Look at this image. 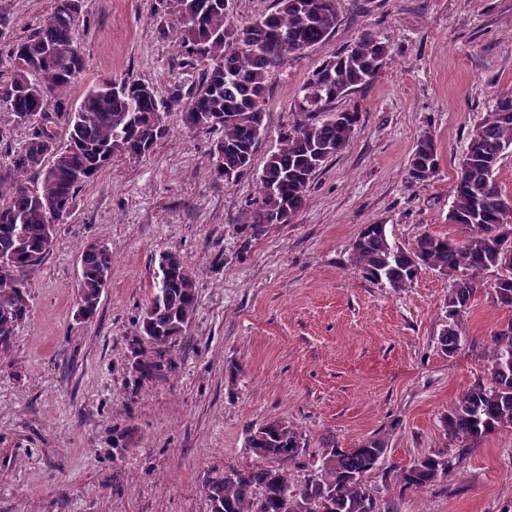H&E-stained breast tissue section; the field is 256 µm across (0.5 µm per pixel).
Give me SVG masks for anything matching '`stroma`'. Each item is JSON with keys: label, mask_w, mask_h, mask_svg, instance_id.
Listing matches in <instances>:
<instances>
[{"label": "stroma", "mask_w": 512, "mask_h": 512, "mask_svg": "<svg viewBox=\"0 0 512 512\" xmlns=\"http://www.w3.org/2000/svg\"><path fill=\"white\" fill-rule=\"evenodd\" d=\"M54 0H0L23 39ZM80 103L98 81L135 79L189 101L205 61L181 50L170 0H83L77 21ZM387 56L366 85L337 100L360 126L315 174L285 224L252 225L258 177L311 73L363 35ZM512 91V0H339L329 39L270 71L263 135L236 181L213 172L217 133L169 112L167 136L143 158L115 154L57 224L28 275L30 314L0 356V512H210L205 482L260 460L252 427L285 420L305 446L295 484L331 446L385 442L367 487L393 512H512V429L461 445L444 421L457 397L487 381L491 339L512 312L494 274L462 317L453 356L438 339L452 279L422 271L395 290L362 278L352 245L385 225L402 248L424 233L462 238L449 224L457 169L472 130ZM432 136L439 169L408 179L417 140ZM107 245L112 270L98 314H79L80 254ZM180 255L197 308L173 343L148 345L138 322L161 254ZM163 361L152 378L140 355ZM441 452L448 469L406 488L401 468Z\"/></svg>", "instance_id": "1"}]
</instances>
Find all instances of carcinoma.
<instances>
[{"instance_id": "obj_1", "label": "carcinoma", "mask_w": 512, "mask_h": 512, "mask_svg": "<svg viewBox=\"0 0 512 512\" xmlns=\"http://www.w3.org/2000/svg\"><path fill=\"white\" fill-rule=\"evenodd\" d=\"M187 52L209 61L199 89L179 109L184 127L220 132L214 173L229 181L251 167L261 138L262 102L268 73L288 56L326 41L336 27L338 0H277L276 10L233 34L225 0H173ZM82 0H54L52 12L24 40L10 45L13 71L0 78V108L9 120L29 128L24 145L0 164V355L10 350L17 328L29 314V272L49 252L55 225L72 210L77 192L126 153L143 157L167 133L165 115L177 98L163 99L137 80H102L78 106L68 91L83 68L77 20ZM385 46L365 35L354 47L333 54L302 87L296 109L303 120L281 131L276 150L259 176L260 200L254 224H284L304 204L313 176L342 153L360 122L355 110L329 105L367 83L381 67ZM512 150V94L497 98L472 131L459 161L448 223L463 230L459 240L420 236L411 249L389 241L384 224H366L353 244L362 276L395 290L408 288L423 269L453 277L448 325L441 351L460 348V315L495 273L497 302L512 308V226L496 180L503 157ZM439 157L429 136L417 140L409 176L423 183L434 176ZM37 175L29 184L25 176ZM80 313L96 315L112 266V252L90 244L80 257ZM155 291L139 321V332L154 346L181 335L196 310V282L178 255L160 256ZM448 434L480 440L512 429V319L496 332L489 352V378L462 393L446 419ZM247 447L274 465L229 468L207 481L211 512H387L367 488L386 446L368 439L356 448L332 447L314 477L296 485L284 466L304 448L299 432L275 420L250 431ZM448 469V458L424 454L398 472L403 486L420 488Z\"/></svg>"}]
</instances>
